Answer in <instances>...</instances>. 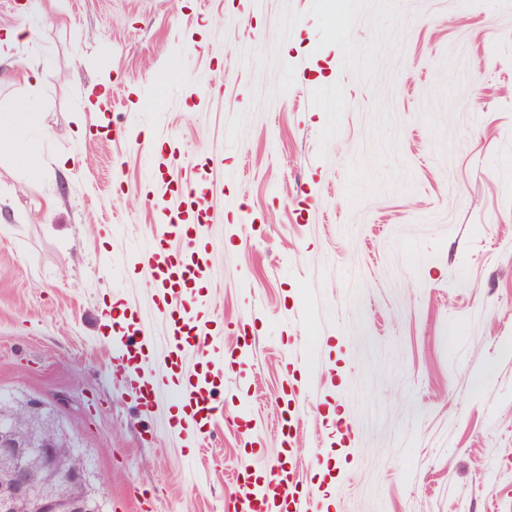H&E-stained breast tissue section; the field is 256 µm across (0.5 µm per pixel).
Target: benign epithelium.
I'll list each match as a JSON object with an SVG mask.
<instances>
[{
    "instance_id": "7a95c632",
    "label": "benign epithelium",
    "mask_w": 512,
    "mask_h": 512,
    "mask_svg": "<svg viewBox=\"0 0 512 512\" xmlns=\"http://www.w3.org/2000/svg\"><path fill=\"white\" fill-rule=\"evenodd\" d=\"M46 410L36 397L0 410V512H101L84 490L85 465L73 463L70 435L45 419Z\"/></svg>"
}]
</instances>
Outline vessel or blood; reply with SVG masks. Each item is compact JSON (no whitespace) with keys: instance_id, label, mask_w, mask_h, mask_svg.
Segmentation results:
<instances>
[{"instance_id":"obj_1","label":"vessel or blood","mask_w":512,"mask_h":512,"mask_svg":"<svg viewBox=\"0 0 512 512\" xmlns=\"http://www.w3.org/2000/svg\"><path fill=\"white\" fill-rule=\"evenodd\" d=\"M207 223L206 215H197L194 224L185 225L167 218L157 225L152 245L144 255V263L151 277L160 285L162 305L159 317L167 324L165 338L155 336L151 326L138 311H131L134 332L139 337L135 347L122 349V359L129 371H137L142 349L154 348L160 354L162 370H170L188 355L209 351L213 361L224 359L223 350L212 347L210 338L201 337L200 331L189 322L191 309L200 303V296L189 290L192 271L179 255L170 253L167 244L171 237H189L199 232ZM141 406L157 407L164 400L163 385L159 381H137ZM181 399L188 408L197 430L212 427L217 408L208 398L203 386L189 383L181 391ZM239 475L243 480L242 492L224 502V512H316L320 494L306 486L296 466H275L267 470L262 481L252 479V465L249 460L240 463Z\"/></svg>"}]
</instances>
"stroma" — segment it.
I'll list each match as a JSON object with an SVG mask.
<instances>
[{
	"instance_id": "35a3bbf8",
	"label": "stroma",
	"mask_w": 512,
	"mask_h": 512,
	"mask_svg": "<svg viewBox=\"0 0 512 512\" xmlns=\"http://www.w3.org/2000/svg\"><path fill=\"white\" fill-rule=\"evenodd\" d=\"M311 2L0 0V29L38 32L0 56V113L39 118L0 153V393L57 411L105 512H223L241 460L288 446L329 512H512V0H401L374 89L318 48ZM274 48L295 84L257 105L277 74L240 55ZM379 96L404 174L354 206ZM188 174L210 222L170 247L199 256L198 325L248 356L180 365L221 409L181 437L177 387L144 410L103 318L155 308L141 250Z\"/></svg>"
}]
</instances>
